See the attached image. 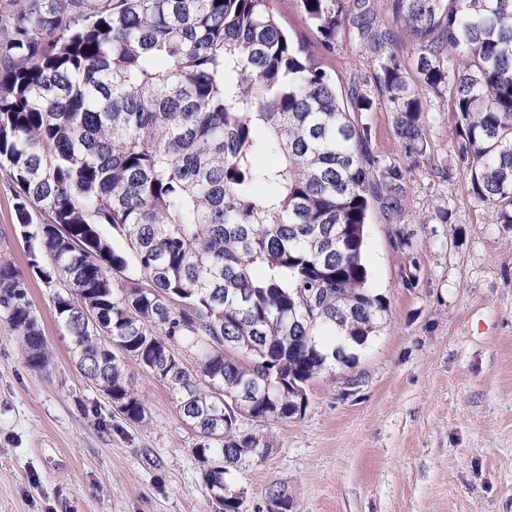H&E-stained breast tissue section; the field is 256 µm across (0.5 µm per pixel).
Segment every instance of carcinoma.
<instances>
[{
    "instance_id": "1",
    "label": "carcinoma",
    "mask_w": 512,
    "mask_h": 512,
    "mask_svg": "<svg viewBox=\"0 0 512 512\" xmlns=\"http://www.w3.org/2000/svg\"><path fill=\"white\" fill-rule=\"evenodd\" d=\"M273 2L26 0L0 28V168L20 231L36 228L28 267L113 411L146 420L131 361L168 388L218 512H247L232 473L271 448L243 421L302 413L308 382L353 367L387 313L364 230L371 202L401 210L406 171L351 117L373 100L340 94L319 56L355 32L410 151L431 111L369 0H297L314 45ZM389 2L418 83L448 92L475 199L512 224V0ZM0 318L46 367L2 259ZM281 491L267 512H294Z\"/></svg>"
}]
</instances>
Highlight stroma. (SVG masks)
<instances>
[{"instance_id": "stroma-1", "label": "stroma", "mask_w": 512, "mask_h": 512, "mask_svg": "<svg viewBox=\"0 0 512 512\" xmlns=\"http://www.w3.org/2000/svg\"><path fill=\"white\" fill-rule=\"evenodd\" d=\"M323 62L339 91L375 98L354 119L406 172L401 214L372 205L366 226L367 286L388 322L354 368L309 382L301 415L261 425L273 447L234 482L249 512L276 483L297 512H512V225L475 200L447 96L421 90L425 147L409 153L355 35ZM14 203L0 171V259L26 272L52 361L29 367L0 321V512H215L168 389L129 365L148 414L133 424L75 367L51 290L27 273Z\"/></svg>"}]
</instances>
